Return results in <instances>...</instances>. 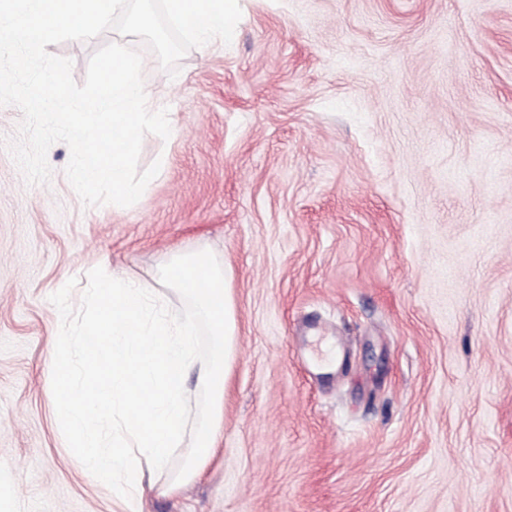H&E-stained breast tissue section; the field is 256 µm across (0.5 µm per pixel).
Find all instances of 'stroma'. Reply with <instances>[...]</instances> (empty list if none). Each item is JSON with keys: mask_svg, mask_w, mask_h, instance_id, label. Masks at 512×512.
Returning <instances> with one entry per match:
<instances>
[{"mask_svg": "<svg viewBox=\"0 0 512 512\" xmlns=\"http://www.w3.org/2000/svg\"><path fill=\"white\" fill-rule=\"evenodd\" d=\"M231 43L146 89L175 112L132 206H84L53 144L0 147V494L129 512L69 462L49 297L209 250L237 357L205 474L146 512H512V0H239ZM111 32L48 45L84 82Z\"/></svg>", "mask_w": 512, "mask_h": 512, "instance_id": "35a3bbf8", "label": "stroma"}]
</instances>
